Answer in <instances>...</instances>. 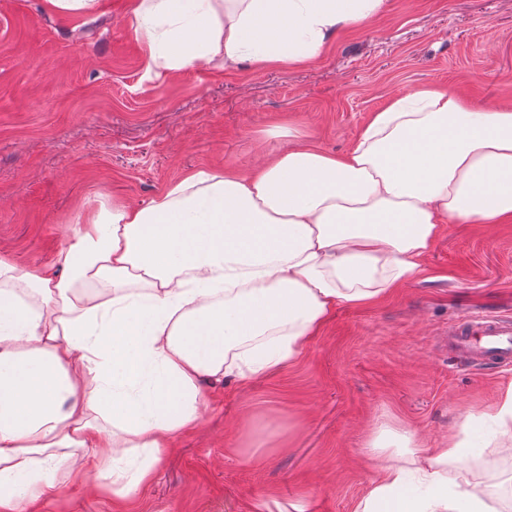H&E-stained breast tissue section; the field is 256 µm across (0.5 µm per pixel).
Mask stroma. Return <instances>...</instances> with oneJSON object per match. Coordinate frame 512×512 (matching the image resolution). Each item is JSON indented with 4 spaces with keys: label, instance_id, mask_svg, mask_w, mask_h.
<instances>
[{
    "label": "stroma",
    "instance_id": "stroma-1",
    "mask_svg": "<svg viewBox=\"0 0 512 512\" xmlns=\"http://www.w3.org/2000/svg\"><path fill=\"white\" fill-rule=\"evenodd\" d=\"M129 0L89 14L0 0V260L53 268L101 201H158L197 169L249 174L295 128L346 152L393 97L438 86L512 106V0H387L307 65L223 60L147 73ZM512 316V223L444 224L416 275L365 305H341L290 365L207 387L199 424L178 434L124 512H353L379 461L380 425L429 448L494 405L512 364L491 370L436 345L462 314ZM486 436L448 467L512 512V454ZM51 512H115L103 483H69Z\"/></svg>",
    "mask_w": 512,
    "mask_h": 512
}]
</instances>
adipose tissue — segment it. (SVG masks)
Instances as JSON below:
<instances>
[{
  "label": "adipose tissue",
  "instance_id": "1",
  "mask_svg": "<svg viewBox=\"0 0 512 512\" xmlns=\"http://www.w3.org/2000/svg\"><path fill=\"white\" fill-rule=\"evenodd\" d=\"M385 6L132 0L131 16L147 69H266L311 61ZM449 221L512 222V107L430 87L393 98L345 154L298 135L251 174L200 169L152 206L101 205L60 274L0 261V512H43L74 478L130 497L199 422L206 384L294 361L336 306L413 276ZM481 447L380 429L354 512H498L448 481Z\"/></svg>",
  "mask_w": 512,
  "mask_h": 512
}]
</instances>
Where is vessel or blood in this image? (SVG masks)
Masks as SVG:
<instances>
[{
	"label": "vessel or blood",
	"instance_id": "b4317fda",
	"mask_svg": "<svg viewBox=\"0 0 512 512\" xmlns=\"http://www.w3.org/2000/svg\"><path fill=\"white\" fill-rule=\"evenodd\" d=\"M440 348L449 356L474 364H511L512 320L488 314L468 317L449 326Z\"/></svg>",
	"mask_w": 512,
	"mask_h": 512
}]
</instances>
